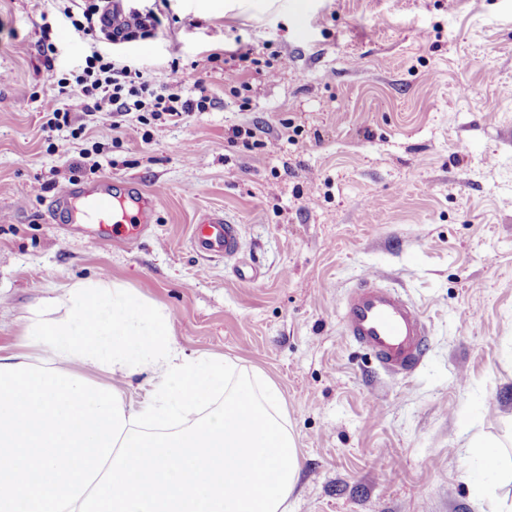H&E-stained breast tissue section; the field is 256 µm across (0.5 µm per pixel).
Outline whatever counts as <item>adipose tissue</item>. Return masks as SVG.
I'll return each instance as SVG.
<instances>
[{
  "mask_svg": "<svg viewBox=\"0 0 512 512\" xmlns=\"http://www.w3.org/2000/svg\"><path fill=\"white\" fill-rule=\"evenodd\" d=\"M25 334L0 356V512H288L300 458L263 375L185 357L161 308L106 279L44 298ZM138 372L150 388L131 404ZM465 457L480 512H512L496 492L512 453L473 437Z\"/></svg>",
  "mask_w": 512,
  "mask_h": 512,
  "instance_id": "obj_1",
  "label": "adipose tissue"
}]
</instances>
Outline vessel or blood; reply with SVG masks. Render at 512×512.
Segmentation results:
<instances>
[{
  "label": "vessel or blood",
  "mask_w": 512,
  "mask_h": 512,
  "mask_svg": "<svg viewBox=\"0 0 512 512\" xmlns=\"http://www.w3.org/2000/svg\"><path fill=\"white\" fill-rule=\"evenodd\" d=\"M158 193L134 178L75 180L45 201L46 218L97 241L137 247L157 221ZM193 249L207 258H236L240 252L237 224L219 213L201 215L190 235ZM344 336L368 351L393 374L412 373L422 361L427 325L421 309L380 274L365 276L345 298L341 314Z\"/></svg>",
  "instance_id": "b4317fda"
}]
</instances>
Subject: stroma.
<instances>
[{
  "label": "stroma",
  "mask_w": 512,
  "mask_h": 512,
  "mask_svg": "<svg viewBox=\"0 0 512 512\" xmlns=\"http://www.w3.org/2000/svg\"><path fill=\"white\" fill-rule=\"evenodd\" d=\"M69 4L0 0V353L23 350L41 298L105 276L167 313L186 356L275 384L301 462L288 512H477L463 446L512 438V0H125L163 23L114 59L159 86L179 61L185 93L203 80L212 107L175 122L74 112L52 132L40 105H69L58 81L90 52ZM238 38L288 61L246 74L242 99L206 60ZM286 121L295 134L272 152L230 139L273 141ZM106 176L159 190L134 250L44 217L62 186ZM207 211L239 225L256 278L192 249ZM372 271L426 316L405 377L342 332L344 298Z\"/></svg>",
  "instance_id": "obj_1"
}]
</instances>
